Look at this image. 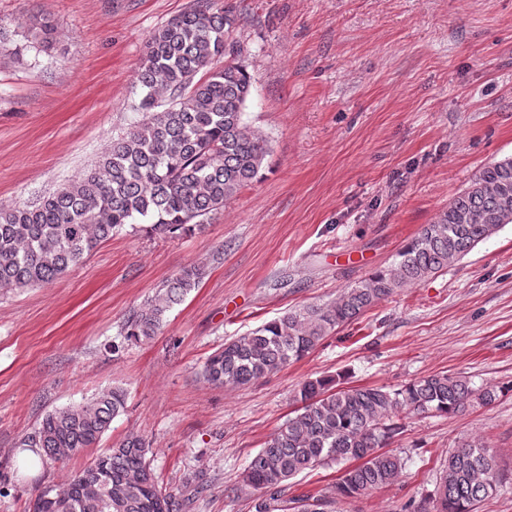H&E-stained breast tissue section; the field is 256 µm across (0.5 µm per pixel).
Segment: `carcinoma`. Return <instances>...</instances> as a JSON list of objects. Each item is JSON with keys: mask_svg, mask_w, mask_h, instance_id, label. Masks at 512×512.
Segmentation results:
<instances>
[{"mask_svg": "<svg viewBox=\"0 0 512 512\" xmlns=\"http://www.w3.org/2000/svg\"><path fill=\"white\" fill-rule=\"evenodd\" d=\"M233 21L223 0H194L183 14L156 28L145 43L135 83L142 92L140 121L107 147L81 176L33 206L0 208V289L49 284L79 264L126 225L175 234L200 229L254 180L268 141L244 120L251 76L239 61ZM36 52L50 51L57 26L47 12L28 19ZM512 224V158L479 170L434 221L398 251L394 261L330 303L291 310L224 343L201 376L217 387H244L313 351L336 328L359 318L399 289L425 281L479 243ZM206 274L181 268L157 295L134 310L126 335L150 339L166 314ZM121 387L47 414L23 446L64 464L95 447L125 409ZM498 398L463 377L436 374L400 389L338 386L334 377L308 380L300 406L249 458L244 486L259 493L255 512H333L338 502L395 484L404 459L387 450L408 415H455ZM148 442L134 433L75 470L63 486L40 488L32 512H186L183 490L159 484ZM345 468L329 496L282 499L298 474L330 463ZM503 474L480 442L448 454L436 483L433 510L476 512L497 491Z\"/></svg>", "mask_w": 512, "mask_h": 512, "instance_id": "obj_1", "label": "carcinoma"}]
</instances>
